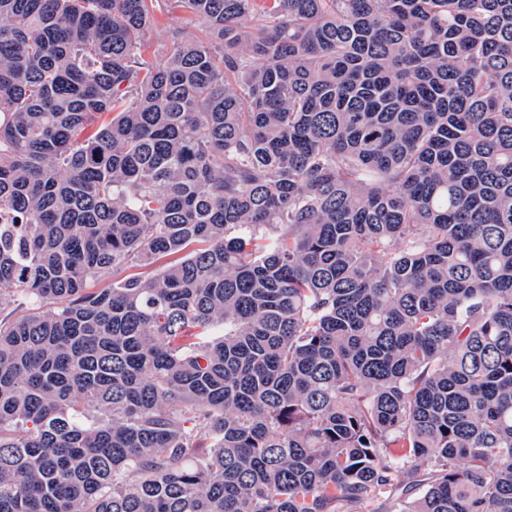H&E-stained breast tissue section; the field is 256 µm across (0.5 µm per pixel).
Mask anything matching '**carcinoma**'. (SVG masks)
<instances>
[{
    "mask_svg": "<svg viewBox=\"0 0 512 512\" xmlns=\"http://www.w3.org/2000/svg\"><path fill=\"white\" fill-rule=\"evenodd\" d=\"M155 2L0 0V512H512V0ZM173 0H157L156 2V25L150 33V40L153 49L162 51L170 43L172 30H181L185 34H198V26L190 23L187 15L180 10L171 9L170 3Z\"/></svg>",
    "mask_w": 512,
    "mask_h": 512,
    "instance_id": "cac0c4a2",
    "label": "carcinoma"
}]
</instances>
